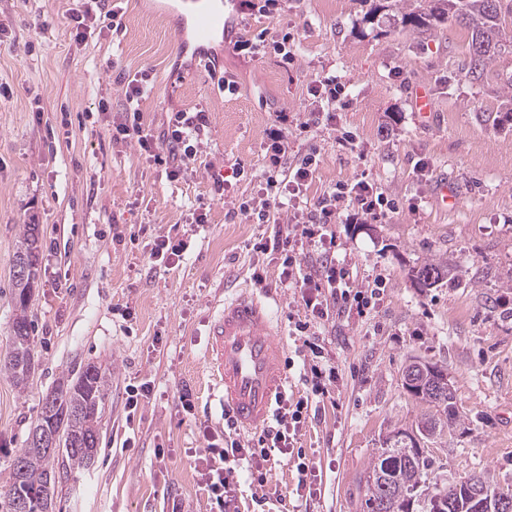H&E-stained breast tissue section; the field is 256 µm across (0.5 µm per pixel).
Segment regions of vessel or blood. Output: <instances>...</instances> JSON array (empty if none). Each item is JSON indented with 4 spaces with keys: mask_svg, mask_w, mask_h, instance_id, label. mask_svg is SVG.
<instances>
[{
    "mask_svg": "<svg viewBox=\"0 0 512 512\" xmlns=\"http://www.w3.org/2000/svg\"><path fill=\"white\" fill-rule=\"evenodd\" d=\"M224 27L223 15L198 8L193 27L197 55L209 51ZM212 399L237 431L268 424L285 393L286 345L268 302L250 293L225 300L210 321L205 344Z\"/></svg>",
    "mask_w": 512,
    "mask_h": 512,
    "instance_id": "vessel-or-blood-1",
    "label": "vessel or blood"
}]
</instances>
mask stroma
I'll return each instance as SVG.
<instances>
[{"label": "stroma", "mask_w": 512, "mask_h": 512, "mask_svg": "<svg viewBox=\"0 0 512 512\" xmlns=\"http://www.w3.org/2000/svg\"><path fill=\"white\" fill-rule=\"evenodd\" d=\"M171 0H121L123 28L75 45L66 14L76 0H0V360L10 351L12 274L23 226L37 220L41 250L27 314L34 363L25 385L0 369V493L41 404L58 380L87 363L109 379L97 457L56 487L61 512H218L204 472L209 444H223L224 421L207 413L203 351L216 300L239 288L273 295L284 329L290 399L311 396L313 412L297 436L299 455L270 453L268 481L242 479L239 512L274 497L286 512H362L364 477L389 431L414 425L426 408L403 388L418 358L442 366L461 413L434 434L427 452L440 483L473 475L512 488V123L495 130L482 112L504 111L512 90V52L480 82L459 68L468 31L453 24L425 33L365 21L362 0H283L269 17L229 0L227 43L209 66L177 62L180 17ZM52 28L34 26L40 15ZM291 30L295 59L238 56L232 47L261 32ZM148 74L140 101L146 127L160 134L172 112H202L200 158L167 178L133 144L113 143L125 112V81ZM341 78L347 97L334 117L300 132L310 109L308 82ZM234 79L236 94L220 88ZM427 88L432 117L420 123L413 94ZM108 111H101V102ZM287 113L288 154L321 148L303 200L363 178L398 201L385 221L332 224L336 255L359 281L381 280L366 315L298 332V291L281 284L279 261L253 245L273 231L233 201L252 198L268 166L266 132ZM356 144L343 145L342 132ZM429 168L418 175L415 165ZM244 167L238 177L234 168ZM231 185L219 196L216 178ZM447 193L448 206L438 197ZM204 209L207 221L194 225ZM150 226L151 236L141 235ZM187 241L179 263L150 262L152 235ZM453 266L455 285L418 288L413 267ZM263 283H255L254 272ZM321 347L314 360L313 347ZM334 367L325 394L312 395L305 368ZM149 387L137 408L132 389ZM190 391L192 412L179 402ZM312 463L299 488V461Z\"/></svg>", "instance_id": "1"}]
</instances>
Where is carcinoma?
<instances>
[{"mask_svg": "<svg viewBox=\"0 0 512 512\" xmlns=\"http://www.w3.org/2000/svg\"><path fill=\"white\" fill-rule=\"evenodd\" d=\"M427 8L415 6L392 15L394 26L423 33L443 24H459L471 33L467 57L462 67L465 77L478 80L506 52L503 42L508 23L512 22V0H453L455 9L448 10V0H431ZM40 229L37 224L25 225L16 251L14 266L28 265L26 277L13 274V300L19 308L12 324V344L4 368L16 383L22 385L29 377L33 359V337L26 310L37 278ZM457 279L448 263L427 262L413 274L419 288H432L444 281L452 285ZM108 390L106 372L95 363L86 364L77 377L61 379L42 401L37 420L30 428L53 420L54 451L38 447L27 436L24 448L13 459L7 480V491L0 500V512H18L17 503L25 504L23 512H53L56 490V461L64 456L68 469L90 466L99 446V426ZM420 404L435 409L424 414L418 425L453 428L460 420L455 395L444 406L432 400L428 389L412 391ZM432 460L427 452L408 448L405 443L380 450L372 473L374 482H366L363 512H478L476 505L467 510L460 506L475 497L479 476L447 486L432 477Z\"/></svg>", "mask_w": 512, "mask_h": 512, "instance_id": "obj_1", "label": "carcinoma"}]
</instances>
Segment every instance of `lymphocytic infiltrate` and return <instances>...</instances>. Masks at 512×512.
I'll return each instance as SVG.
<instances>
[{
  "instance_id": "f902f5d3",
  "label": "lymphocytic infiltrate",
  "mask_w": 512,
  "mask_h": 512,
  "mask_svg": "<svg viewBox=\"0 0 512 512\" xmlns=\"http://www.w3.org/2000/svg\"><path fill=\"white\" fill-rule=\"evenodd\" d=\"M67 25L75 43L82 44L95 32L120 30L122 14L110 0H80L78 7L69 10ZM144 92L142 80L127 82L124 95L128 108L123 121L113 125L112 139L137 145L150 161L167 166L168 177L179 178L197 162L192 141L202 131L206 116L201 112L175 113L162 135H153L145 127L137 107ZM267 150L271 166L264 174V193L239 205L241 213L255 216L261 224L269 222L271 212L283 208L282 196L295 200L302 196L313 178L320 154L319 148L313 146L303 155L289 158L288 137L279 129L269 131ZM396 209L394 200L389 199L377 185L359 179L338 185L313 206L295 204L287 210L288 230L277 231L258 243L259 251L280 255L283 265L281 284L298 289L300 293L305 319L297 323L298 331H306L313 321L363 312L380 294L379 289L359 286L347 264L328 247L327 232L332 221L342 219L348 223L365 224L383 220ZM301 240L317 248L314 261L307 267L297 260L296 246ZM307 407V401L293 403L288 398H281L277 403L274 423L260 432L258 444L278 449L283 454L293 452L303 411ZM244 472L260 484L267 479V470L254 449L233 440L224 448L215 450L207 485L224 512H237V486Z\"/></svg>"
}]
</instances>
